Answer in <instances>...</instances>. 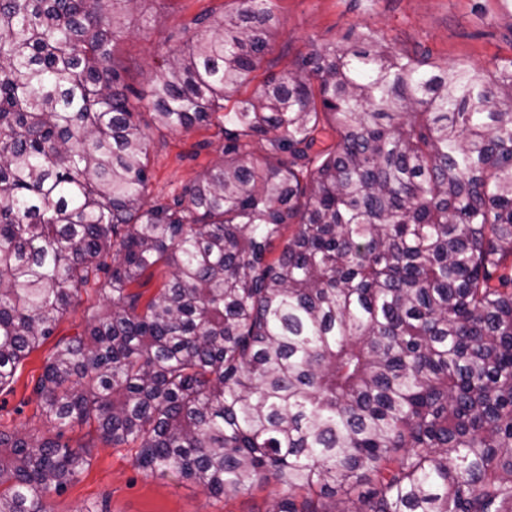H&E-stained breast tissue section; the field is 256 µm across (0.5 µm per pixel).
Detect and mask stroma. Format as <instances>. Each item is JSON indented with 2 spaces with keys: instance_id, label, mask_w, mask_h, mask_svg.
I'll use <instances>...</instances> for the list:
<instances>
[{
  "instance_id": "stroma-1",
  "label": "stroma",
  "mask_w": 512,
  "mask_h": 512,
  "mask_svg": "<svg viewBox=\"0 0 512 512\" xmlns=\"http://www.w3.org/2000/svg\"><path fill=\"white\" fill-rule=\"evenodd\" d=\"M237 0H139L130 14V32L117 39L114 63L124 70L130 103L150 134V202H172L206 169L222 158L223 126L196 125L174 131L153 122L151 80L165 65L170 50L202 34V14L235 11ZM277 37L247 85L229 93V100L252 96L269 77L291 69L313 45L340 43L356 30L383 38L394 50L429 52L433 62H468L495 70L512 57V13L500 0H271ZM51 349L43 344L23 362L13 391L0 393V422L30 433L52 435L30 393ZM71 445L90 447L89 465L63 491L48 492L50 512H265L271 495L282 489L268 485L232 498L208 495L196 483L150 474L135 463L134 449L115 447L68 428Z\"/></svg>"
}]
</instances>
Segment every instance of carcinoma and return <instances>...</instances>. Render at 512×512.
<instances>
[{"label": "carcinoma", "mask_w": 512, "mask_h": 512, "mask_svg": "<svg viewBox=\"0 0 512 512\" xmlns=\"http://www.w3.org/2000/svg\"><path fill=\"white\" fill-rule=\"evenodd\" d=\"M136 2L0 0V393L106 300L31 380L55 437L0 428V512L89 465L75 426L213 496L286 488L266 512H512V59L349 32L222 114L276 32L238 0L151 84L158 126L224 123L221 163L150 205Z\"/></svg>", "instance_id": "obj_1"}]
</instances>
